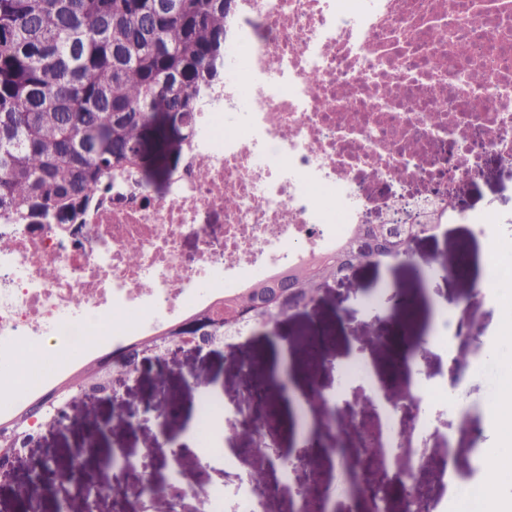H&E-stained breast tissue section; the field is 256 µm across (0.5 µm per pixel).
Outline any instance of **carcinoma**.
Masks as SVG:
<instances>
[{
    "label": "carcinoma",
    "mask_w": 512,
    "mask_h": 512,
    "mask_svg": "<svg viewBox=\"0 0 512 512\" xmlns=\"http://www.w3.org/2000/svg\"><path fill=\"white\" fill-rule=\"evenodd\" d=\"M224 0H0V211L69 224L101 188L144 170L139 148L194 134L201 89L222 75ZM401 231L358 224L339 247L224 299V335L283 316L259 298L293 288L311 301L331 277L403 258ZM157 331L164 343L208 320ZM92 363L78 375L100 386Z\"/></svg>",
    "instance_id": "carcinoma-1"
}]
</instances>
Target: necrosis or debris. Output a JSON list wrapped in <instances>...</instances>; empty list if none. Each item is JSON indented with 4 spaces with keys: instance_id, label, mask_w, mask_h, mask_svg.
I'll list each match as a JSON object with an SVG mask.
<instances>
[{
    "instance_id": "4bbe7bcc",
    "label": "necrosis or debris",
    "mask_w": 512,
    "mask_h": 512,
    "mask_svg": "<svg viewBox=\"0 0 512 512\" xmlns=\"http://www.w3.org/2000/svg\"><path fill=\"white\" fill-rule=\"evenodd\" d=\"M236 10L264 38L230 21L224 76L201 94L164 191L139 176L69 229L0 224V377L22 351L39 353L31 389L43 393L286 259L335 249L390 205L396 182L439 202L435 223H495L446 197L489 158L512 161V0H237ZM210 210L223 213L222 232L204 221ZM105 324L111 339L88 340Z\"/></svg>"
}]
</instances>
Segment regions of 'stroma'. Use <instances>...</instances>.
Returning <instances> with one entry per match:
<instances>
[{
	"instance_id": "obj_1",
	"label": "stroma",
	"mask_w": 512,
	"mask_h": 512,
	"mask_svg": "<svg viewBox=\"0 0 512 512\" xmlns=\"http://www.w3.org/2000/svg\"><path fill=\"white\" fill-rule=\"evenodd\" d=\"M458 202L470 213L491 212L498 219L491 236L468 223L448 224L417 241L408 259L357 270L352 285H339L315 305L266 328L228 341L213 352L180 356L166 375L147 372L132 384L121 404L84 402L72 414L68 427L46 436L34 456L55 457L60 468L81 460L97 480L108 486L101 512H117L112 492V458L152 453L150 471L160 485L176 483L183 491L179 512H212L210 491L224 494V512H235L238 489L249 473L269 469L267 452L248 453L247 438L236 436L243 416L251 411L244 391L256 375H270L278 357L277 344L287 341L288 389L307 394L311 428L315 433L337 434L341 455L318 453L314 465L329 486H337L341 468L359 461L360 430L372 432L373 464L363 482L389 480V458L400 449L409 460H422L417 479L426 491L433 512H448L456 494L476 488L478 478L468 472L475 449L496 443L499 429L484 425L482 410L501 375L497 359H471L465 365H446L447 350L462 352L482 344L496 349L495 338L507 319L496 296L472 292L477 282L475 262L489 240L512 241V164L490 161L485 173L462 183ZM463 253L467 264L462 277H441L436 267L442 256ZM415 300L409 312L391 303L398 290ZM448 315L452 346L436 343L440 313ZM410 350L418 363L422 394L443 385L456 386L464 400L465 415L442 404L422 409L429 427L421 434L408 431L407 422H391L379 404V395L397 400L402 382L392 377L398 351ZM366 361L368 379L338 384L339 371L348 360ZM219 400L225 411L223 430L211 447L172 458L173 448L187 445L200 400ZM177 402L176 419L144 417L146 404ZM306 478L299 470L288 477H269L272 492L257 512H323L318 500L300 502L296 488Z\"/></svg>"
}]
</instances>
